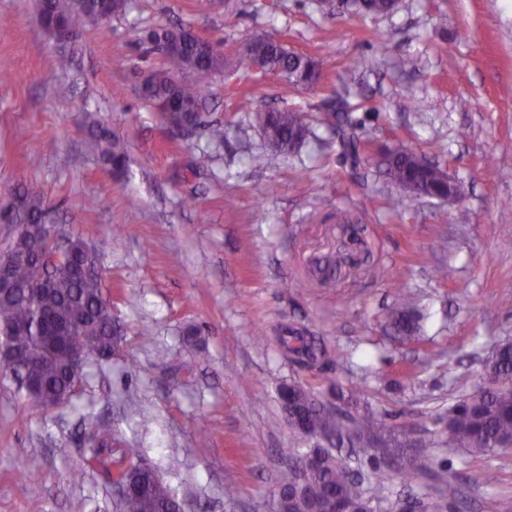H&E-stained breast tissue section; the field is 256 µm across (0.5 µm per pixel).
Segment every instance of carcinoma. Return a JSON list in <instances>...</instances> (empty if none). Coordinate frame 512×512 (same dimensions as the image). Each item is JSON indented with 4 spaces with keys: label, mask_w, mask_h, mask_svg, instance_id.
Segmentation results:
<instances>
[{
    "label": "carcinoma",
    "mask_w": 512,
    "mask_h": 512,
    "mask_svg": "<svg viewBox=\"0 0 512 512\" xmlns=\"http://www.w3.org/2000/svg\"><path fill=\"white\" fill-rule=\"evenodd\" d=\"M393 0H354L363 15L385 14L392 10ZM99 0H39V12L47 24L64 23L79 28L98 20ZM163 38L172 49L162 57L161 67L144 86V96L160 107L165 123L194 120L208 130L209 141L217 146L224 143V124L207 120L201 112L203 90L213 74L224 69V58L209 44L182 28H159L144 33L143 41L151 43ZM249 67H260L282 74L290 84L307 88L316 84L325 60L296 53L266 35L252 39L243 55ZM190 74L186 81L182 75ZM357 85L346 86L345 95L326 110L327 119L336 126L340 145L353 163L360 161V140L351 132L347 111L348 99L357 97ZM268 145L276 155L292 152L307 139L310 130L301 109L269 110L258 115ZM87 148L96 153L111 169L118 171L125 163L123 144L103 126L94 112L84 116ZM389 182L399 188L415 183L425 195L443 197L448 183L439 167L422 165L416 155L404 154L384 170ZM46 214L43 193L34 185L20 187L10 206L0 213L9 224H40ZM36 238L12 235L7 254L13 266L14 280L22 286H35L45 279L50 288L34 298L23 294L0 298V343L5 342L20 363H25L41 348L49 325L61 322L74 331L62 340L63 349L70 355H91L100 362L112 358L111 300L105 293V283L98 256L90 255L85 241L75 236L66 261L49 270L35 256ZM396 303L388 312V326L398 338L412 341L417 338L420 314L417 294L409 289L394 288ZM282 345L294 358V363L307 370H320L330 360V353L314 336L294 332L282 338ZM28 374L38 386L33 409L44 411L68 403L64 398L70 387L71 373L62 358L42 360L33 364ZM481 380L475 384L463 373L453 380L458 393L455 402L435 424L448 448L470 456H485L498 452L497 445L512 440V343L497 350L495 360L484 366ZM295 409L305 424L297 429L304 435L321 430L327 441L308 449L318 460L315 468L302 472L305 452L288 450L292 466L280 474L279 484L288 487L299 479L305 480L303 494L276 505L280 512H303L311 501L330 502L336 497L348 502L357 512H390L389 488L383 460L390 457L405 462L399 473L405 476L426 477L432 473L426 449L434 447L433 440L411 439L395 428L362 399L356 387H334L336 404L327 405L302 381L291 382ZM93 453L88 465L112 471L113 479L121 484L134 479L141 492L129 495L116 504L117 512H178L179 499L163 480L136 469L132 453L112 448V431L100 427L91 435ZM344 448H361L371 452V477L375 487L366 486L364 473H359L342 456ZM469 486H483L494 481L487 470L465 473Z\"/></svg>",
    "instance_id": "obj_1"
}]
</instances>
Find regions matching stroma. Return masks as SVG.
Segmentation results:
<instances>
[{
  "instance_id": "obj_1",
  "label": "stroma",
  "mask_w": 512,
  "mask_h": 512,
  "mask_svg": "<svg viewBox=\"0 0 512 512\" xmlns=\"http://www.w3.org/2000/svg\"><path fill=\"white\" fill-rule=\"evenodd\" d=\"M161 26L223 55L203 100L224 124L222 147L202 130L172 136L145 99L161 57L141 37ZM259 34L325 58L320 81L299 89L241 66ZM355 58L366 68L351 71ZM353 80L356 166L320 121ZM295 106L308 108L314 138L255 166L267 150L258 113ZM88 112L122 137L124 171L86 150ZM395 147L446 169L461 199L403 202L378 166ZM29 183L51 221L96 250L120 344L87 368L70 405L46 412L0 374V512H115L105 469L75 476L100 422L191 512H274L289 449L309 446L285 421L282 384L310 382L326 402L330 385L360 387L416 433L447 408L455 376L479 377L491 346L512 338V236L499 231L512 224V0H399L367 17L326 14L317 0H130L64 46L37 0H0V207ZM399 283L418 295L412 342L385 324ZM289 328L342 359L320 377L301 370L279 344ZM429 454L436 481L391 474L392 507L434 496L443 512H512V453ZM481 468L495 482L466 486Z\"/></svg>"
}]
</instances>
